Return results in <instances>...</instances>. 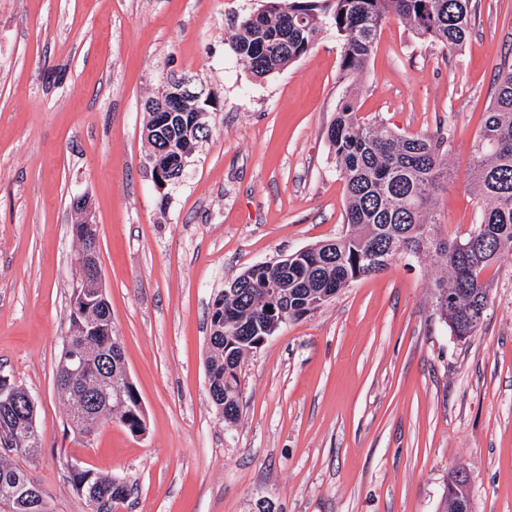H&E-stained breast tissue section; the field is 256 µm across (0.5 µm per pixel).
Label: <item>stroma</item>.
<instances>
[{"mask_svg": "<svg viewBox=\"0 0 512 512\" xmlns=\"http://www.w3.org/2000/svg\"><path fill=\"white\" fill-rule=\"evenodd\" d=\"M262 0H0V376L36 404L42 446L0 447L51 512H88L68 465L125 478L121 512H440L449 474L472 512H512V254L488 269L487 316L461 341L439 320L437 253L397 259L285 322L243 364L240 419L209 397L208 312L259 263L344 235L346 189L327 128L343 84L360 117L449 133L440 239L478 213L472 145L512 63V0H472L453 51L386 22L366 69L340 82L325 31L265 79L231 49ZM213 100L210 136L167 193L150 177L145 104L169 77ZM97 227L112 331L143 405L137 437L67 427L56 387L70 319L74 195Z\"/></svg>", "mask_w": 512, "mask_h": 512, "instance_id": "1", "label": "stroma"}]
</instances>
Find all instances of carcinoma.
<instances>
[{
  "label": "carcinoma",
  "instance_id": "obj_1",
  "mask_svg": "<svg viewBox=\"0 0 512 512\" xmlns=\"http://www.w3.org/2000/svg\"><path fill=\"white\" fill-rule=\"evenodd\" d=\"M472 0H266V5L241 14L231 36L232 50L257 78L280 71L306 55L319 34L331 29L340 41L342 75L364 70L382 25L390 18L406 22L415 35L446 50L466 39ZM334 149L336 172L346 185L342 237L308 248L288 266V298L274 302L270 287L281 281L278 264L249 268L236 278L240 286L218 294L210 309L209 392L224 395L225 410L237 417L242 391L244 356L263 345L273 316L269 306L288 309V320L312 311L309 303L325 288L341 290L348 282L370 276L366 258L379 250L389 256L418 258L433 250L448 266L447 281L435 282L436 312L460 341L473 336L488 308L489 283L483 272L505 253L512 254V65L498 70L497 92L474 143L472 180L479 211L463 236L446 241L434 237L437 193L448 181V137L442 133L399 135L358 116L349 95L336 108L327 130ZM112 330L107 299H94L83 317H70L58 361L57 388L69 405L67 425L83 436L109 421L127 430H145L135 389L125 380L117 337ZM82 355L83 370L70 371V358ZM94 390L99 400L90 414L83 393ZM29 413L16 416L13 407H0V444L34 453L42 437L30 433ZM73 489L98 503L97 512H118L132 493L124 479L86 469L68 475ZM469 496L465 480L452 475L441 512H457ZM0 512H49L35 481L24 471L0 460Z\"/></svg>",
  "mask_w": 512,
  "mask_h": 512
}]
</instances>
